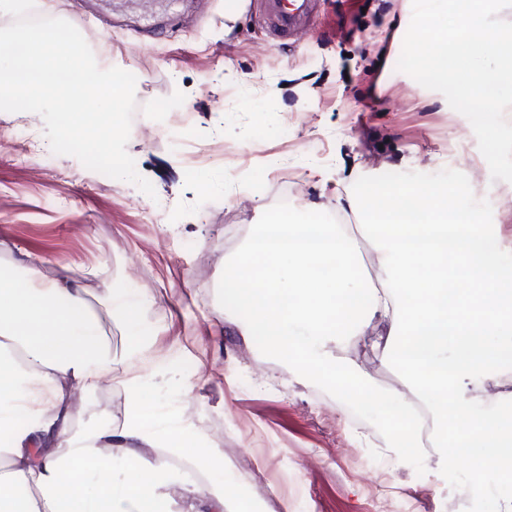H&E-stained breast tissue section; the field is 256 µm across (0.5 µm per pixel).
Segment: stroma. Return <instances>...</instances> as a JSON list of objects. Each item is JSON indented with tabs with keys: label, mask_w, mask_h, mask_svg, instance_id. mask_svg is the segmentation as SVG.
<instances>
[{
	"label": "stroma",
	"mask_w": 512,
	"mask_h": 512,
	"mask_svg": "<svg viewBox=\"0 0 512 512\" xmlns=\"http://www.w3.org/2000/svg\"><path fill=\"white\" fill-rule=\"evenodd\" d=\"M107 67L136 77L127 151L154 187L85 168L68 155L27 159L0 150V242L43 255L47 275L99 279L140 302L153 342L144 369L150 408L179 415L189 436L236 452L229 475L244 512H503L512 482L468 465L455 448L400 446L385 413L402 385L370 337L346 341L370 396L301 376L244 334L225 273L254 225L291 208L355 224L338 197L375 182L459 185L462 202L496 229L512 266V182L496 181L468 119L443 94L396 68L412 0H321L314 24L285 44L255 0H37ZM301 82H294L295 74ZM207 174L206 188L194 180ZM94 269L98 278L87 277ZM122 421L103 391L78 397L75 429Z\"/></svg>",
	"instance_id": "stroma-1"
}]
</instances>
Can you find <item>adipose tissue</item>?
I'll return each mask as SVG.
<instances>
[{
	"label": "adipose tissue",
	"mask_w": 512,
	"mask_h": 512,
	"mask_svg": "<svg viewBox=\"0 0 512 512\" xmlns=\"http://www.w3.org/2000/svg\"><path fill=\"white\" fill-rule=\"evenodd\" d=\"M453 185H374L339 200L355 225L308 221L293 212L257 225L231 265L225 285L275 359L320 373L348 393H366L363 372L342 357L346 338L385 324L372 348L400 368L392 407L422 405L434 424V448L466 449L512 481V403L490 413L474 408V392L495 380L501 345L512 346V267L491 251L492 230L473 211L454 219ZM416 201L422 223L405 219ZM372 245L384 291L365 289L355 260L357 239ZM44 257L28 254L0 275V512H170L169 452L191 457L181 476L188 512H224L228 489L200 494L195 473L228 471L223 449L191 439L178 416L161 438L145 391L132 370L154 360L135 337L112 350L105 322L141 326L143 307L101 281L90 294L77 279L45 277ZM125 392L122 423L74 431V392L88 395L104 381ZM129 470L114 475L116 462Z\"/></svg>",
	"instance_id": "obj_1"
}]
</instances>
